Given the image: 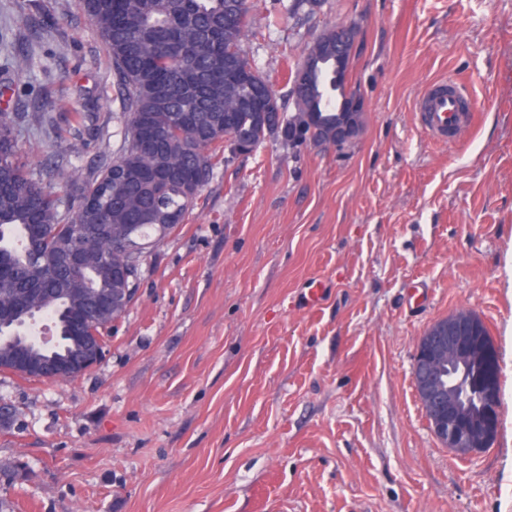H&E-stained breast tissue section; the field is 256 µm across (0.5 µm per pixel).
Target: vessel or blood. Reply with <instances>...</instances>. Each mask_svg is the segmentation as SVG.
I'll return each mask as SVG.
<instances>
[{"instance_id": "vessel-or-blood-1", "label": "vessel or blood", "mask_w": 512, "mask_h": 512, "mask_svg": "<svg viewBox=\"0 0 512 512\" xmlns=\"http://www.w3.org/2000/svg\"><path fill=\"white\" fill-rule=\"evenodd\" d=\"M467 91L457 82L442 80L427 87L417 102L429 133L439 142H447L451 133L469 128L472 111L463 109Z\"/></svg>"}]
</instances>
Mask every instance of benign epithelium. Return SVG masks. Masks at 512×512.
<instances>
[{
	"mask_svg": "<svg viewBox=\"0 0 512 512\" xmlns=\"http://www.w3.org/2000/svg\"><path fill=\"white\" fill-rule=\"evenodd\" d=\"M341 39L329 57L341 70L347 59L344 49L355 44L358 30L351 24L336 28ZM483 320L470 310H459L434 322L420 337L412 376L431 430L441 445L463 456L476 455L494 446L497 426L491 412L499 410V391L491 382L484 383L487 405L476 406L453 381L456 373H469L484 363L494 347L483 333ZM46 329L40 313H29L23 321L0 320L1 346H9L31 329ZM104 349L85 344L72 354H49L32 362L15 354L0 356V368L36 374L45 381L73 379L95 365Z\"/></svg>",
	"mask_w": 512,
	"mask_h": 512,
	"instance_id": "7a95c632",
	"label": "benign epithelium"
}]
</instances>
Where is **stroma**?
Masks as SVG:
<instances>
[{"label": "stroma", "instance_id": "stroma-1", "mask_svg": "<svg viewBox=\"0 0 512 512\" xmlns=\"http://www.w3.org/2000/svg\"><path fill=\"white\" fill-rule=\"evenodd\" d=\"M293 2L250 0L242 51L284 96L307 44L356 24L360 136L215 167L94 366L0 372V512H512V0ZM14 53L31 68L0 80V108L22 161L96 178L127 117L77 0H0ZM441 78L476 111L449 145L417 110ZM76 110L93 132L64 152ZM463 307L503 367L497 440L471 457L412 379L419 338Z\"/></svg>", "mask_w": 512, "mask_h": 512}]
</instances>
